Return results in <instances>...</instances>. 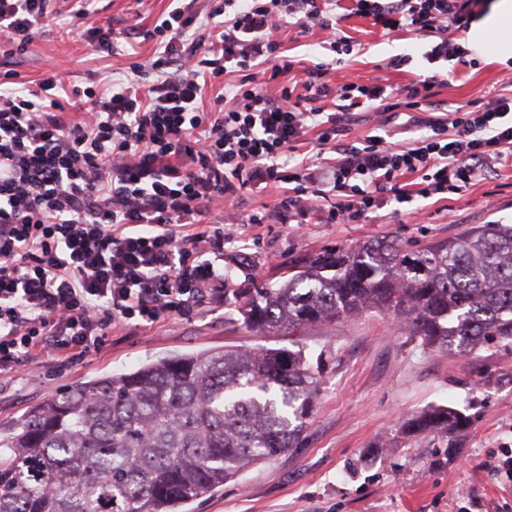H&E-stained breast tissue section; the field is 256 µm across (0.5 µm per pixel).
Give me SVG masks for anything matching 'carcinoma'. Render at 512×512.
Masks as SVG:
<instances>
[{
    "mask_svg": "<svg viewBox=\"0 0 512 512\" xmlns=\"http://www.w3.org/2000/svg\"><path fill=\"white\" fill-rule=\"evenodd\" d=\"M246 327L293 332L377 309L429 346H512V224H480L410 246L317 256L288 279L233 288ZM318 378L300 350H208L101 376L0 432V512H184L293 447ZM446 407L410 432L463 433Z\"/></svg>",
    "mask_w": 512,
    "mask_h": 512,
    "instance_id": "cac0c4a2",
    "label": "carcinoma"
}]
</instances>
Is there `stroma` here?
I'll list each match as a JSON object with an SVG mask.
<instances>
[{
	"label": "stroma",
	"instance_id": "obj_1",
	"mask_svg": "<svg viewBox=\"0 0 512 512\" xmlns=\"http://www.w3.org/2000/svg\"><path fill=\"white\" fill-rule=\"evenodd\" d=\"M171 0H95L93 25L122 30L131 21L152 28ZM75 0H56L58 17L43 26L24 51L12 52L17 79L35 86L47 70L64 83L90 85L122 80L133 63H148L155 46L139 41L136 55L107 54L74 36ZM346 36L360 44L335 73L359 75L395 86L425 68L427 42L405 32L390 35L369 20L349 16ZM298 64L278 77L293 85L306 67L334 57L322 33L299 40L280 33ZM408 57L390 69L394 55ZM452 74L437 88L440 112L512 91V69L495 59L449 61ZM417 218L395 215L386 205L359 224H247L238 208L220 220L235 238L224 246L232 288L281 279L289 267L337 248L397 240L410 245L456 236L476 224H512V166L447 200L419 201ZM263 348L303 350L320 377L312 411L295 446L225 483L190 512H512V480L495 469L512 453V349L469 353L422 345L393 314L372 310L287 334L246 328L231 309H200L149 330H113L110 347L73 362L42 358L17 377L0 379V427L31 407L91 379L120 374L160 358L203 350ZM453 407L470 419L461 447L443 434L412 436L405 422L435 407Z\"/></svg>",
	"mask_w": 512,
	"mask_h": 512
}]
</instances>
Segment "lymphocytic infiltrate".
Segmentation results:
<instances>
[{"label": "lymphocytic infiltrate", "mask_w": 512, "mask_h": 512, "mask_svg": "<svg viewBox=\"0 0 512 512\" xmlns=\"http://www.w3.org/2000/svg\"><path fill=\"white\" fill-rule=\"evenodd\" d=\"M174 0L153 29L75 30L114 52L139 35L154 41L133 79L36 88L0 87V377L39 356L101 353L114 328H150L224 303L215 257L233 240L218 216L278 190L250 224H358L392 201L447 199L512 164V94L433 117L438 62L464 58L455 40L485 0H351V14L388 32L432 39L431 68L401 87L308 68L301 89L275 85L296 59L274 33L318 29L336 55L355 46L340 0H219L203 11ZM51 0H0V37L25 47L51 20ZM221 83L208 111L209 82ZM79 109L67 111L63 97ZM427 113L396 144L380 117ZM371 128L351 138L355 113Z\"/></svg>", "instance_id": "obj_1"}]
</instances>
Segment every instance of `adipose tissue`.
I'll return each instance as SVG.
<instances>
[{
  "label": "adipose tissue",
  "mask_w": 512,
  "mask_h": 512,
  "mask_svg": "<svg viewBox=\"0 0 512 512\" xmlns=\"http://www.w3.org/2000/svg\"><path fill=\"white\" fill-rule=\"evenodd\" d=\"M468 50L487 57H512V0H491L466 35Z\"/></svg>",
  "instance_id": "adipose-tissue-1"
}]
</instances>
